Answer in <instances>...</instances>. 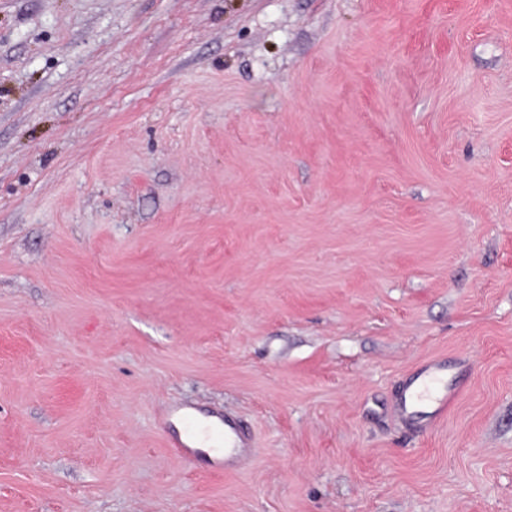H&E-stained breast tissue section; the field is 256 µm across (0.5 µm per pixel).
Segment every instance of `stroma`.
<instances>
[{"instance_id": "1", "label": "stroma", "mask_w": 512, "mask_h": 512, "mask_svg": "<svg viewBox=\"0 0 512 512\" xmlns=\"http://www.w3.org/2000/svg\"><path fill=\"white\" fill-rule=\"evenodd\" d=\"M0 512H512V0H0ZM440 392L439 379L430 378L425 381L418 390L412 386H407L400 397L399 410L403 416H407L409 409L425 403L426 401L436 400ZM170 416L176 417L182 428L184 440L180 439L175 443L182 455H193L196 444L200 441L208 444L210 448H224V467L227 468L237 466L242 459L256 454V443L252 435L227 415H224V428L202 423L181 409H174Z\"/></svg>"}]
</instances>
